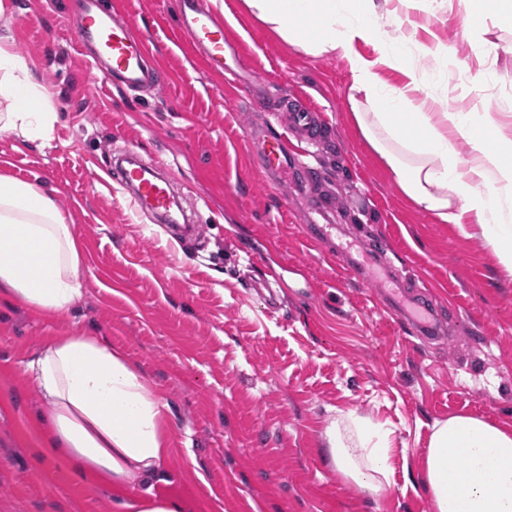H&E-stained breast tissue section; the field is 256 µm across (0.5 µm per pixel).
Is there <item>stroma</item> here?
<instances>
[{
  "label": "stroma",
  "instance_id": "stroma-1",
  "mask_svg": "<svg viewBox=\"0 0 512 512\" xmlns=\"http://www.w3.org/2000/svg\"><path fill=\"white\" fill-rule=\"evenodd\" d=\"M168 73L131 92L95 84L73 36L70 0H10L16 51L53 94L46 140L0 136V173L37 182L73 226L84 292L54 317L0 296V512H122L121 491L93 486L41 452L45 406L24 365L46 340L83 328L124 352L170 405L171 484L187 512H431L421 481L435 422L465 414L512 430V279L482 239L416 209L352 119L343 58L283 42L244 0L214 7L243 39L239 79L209 73L174 21L173 0H116ZM471 0L416 16L413 64L437 94L491 115L512 137V30L469 36ZM486 74L484 90L470 80ZM263 106H255L253 92ZM307 105L327 124L291 140L288 182L253 161L251 139ZM138 154L171 175L193 247L137 211L102 172ZM330 200L324 258L304 240ZM393 244L376 283L338 267ZM281 277L278 309L248 294L264 265ZM422 287L441 331L407 334L380 305L394 281ZM390 431V484L379 498L336 475L322 435L337 411Z\"/></svg>",
  "mask_w": 512,
  "mask_h": 512
}]
</instances>
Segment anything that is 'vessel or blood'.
I'll return each mask as SVG.
<instances>
[{"label":"vessel or blood","instance_id":"b4317fda","mask_svg":"<svg viewBox=\"0 0 512 512\" xmlns=\"http://www.w3.org/2000/svg\"><path fill=\"white\" fill-rule=\"evenodd\" d=\"M75 3L80 14L75 40L88 51L90 63L103 84L128 90L164 83L163 68L149 62L151 49L147 39L133 36L127 27L118 24L113 18L114 6L106 4L105 0H75ZM175 4L178 26L190 36L203 65L213 73L231 75L233 69L228 61L239 56L235 32L214 14L202 9L199 0H175ZM288 141L287 130L274 127L264 130L257 152L258 164L264 172L278 174L287 168ZM112 179L131 191L137 207L147 208L166 219L176 240L182 242L199 233V225L179 224L172 219L174 196L169 179L135 163L113 170ZM385 304L403 318L413 335L423 338L435 333L432 314L420 305L406 302L398 291L387 294Z\"/></svg>","mask_w":512,"mask_h":512}]
</instances>
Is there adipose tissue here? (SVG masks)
Here are the masks:
<instances>
[{"label": "adipose tissue", "mask_w": 512, "mask_h": 512, "mask_svg": "<svg viewBox=\"0 0 512 512\" xmlns=\"http://www.w3.org/2000/svg\"><path fill=\"white\" fill-rule=\"evenodd\" d=\"M250 12L304 53L338 54L352 76L350 104L361 134L417 209L440 223L470 227L512 276V138L494 120H474L455 101L410 75L386 88L381 68L407 69L415 29L391 36L390 13H432L433 0H245ZM373 57L358 55L357 42ZM51 92L0 33V134L49 136ZM469 147L460 157L456 143ZM81 254L66 216L37 184L0 174V293L51 314H68L81 297ZM48 407L43 454L77 472L129 489L123 512H185L182 500L153 491L167 480L170 405L142 372L87 332L45 342L24 369ZM331 467L371 496L389 483L385 432L351 413L325 431ZM433 512H512V431L471 415L435 422L423 463Z\"/></svg>", "instance_id": "ef3b65f1"}]
</instances>
